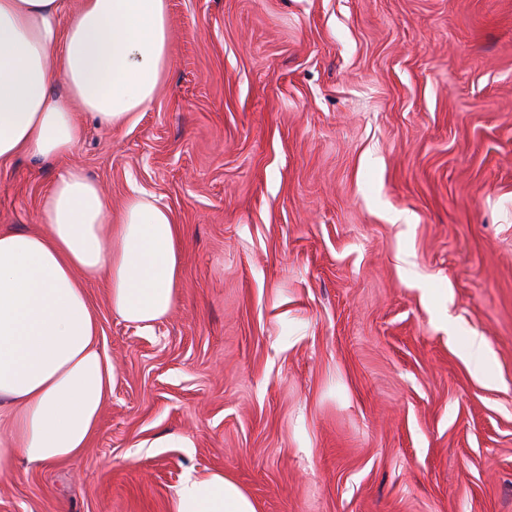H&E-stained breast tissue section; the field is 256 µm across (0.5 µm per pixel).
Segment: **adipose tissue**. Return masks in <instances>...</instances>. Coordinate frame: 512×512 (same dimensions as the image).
Wrapping results in <instances>:
<instances>
[{
	"label": "adipose tissue",
	"instance_id": "obj_1",
	"mask_svg": "<svg viewBox=\"0 0 512 512\" xmlns=\"http://www.w3.org/2000/svg\"><path fill=\"white\" fill-rule=\"evenodd\" d=\"M166 0H0V165L66 161L41 229L0 231V475L88 448L116 369L90 284L147 331L173 310L180 257L169 210L135 193L113 209L69 158L82 115L118 128L152 102L168 63ZM171 512H257L221 472L188 473Z\"/></svg>",
	"mask_w": 512,
	"mask_h": 512
}]
</instances>
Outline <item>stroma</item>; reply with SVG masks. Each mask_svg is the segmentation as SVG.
Here are the masks:
<instances>
[{
    "mask_svg": "<svg viewBox=\"0 0 512 512\" xmlns=\"http://www.w3.org/2000/svg\"><path fill=\"white\" fill-rule=\"evenodd\" d=\"M168 14L153 102L84 117L73 159L168 208L178 304L140 331L90 285L98 431L0 476V512H170L190 471L258 512H512V0ZM62 168L0 166L1 231L38 227Z\"/></svg>",
    "mask_w": 512,
    "mask_h": 512,
    "instance_id": "stroma-1",
    "label": "stroma"
}]
</instances>
